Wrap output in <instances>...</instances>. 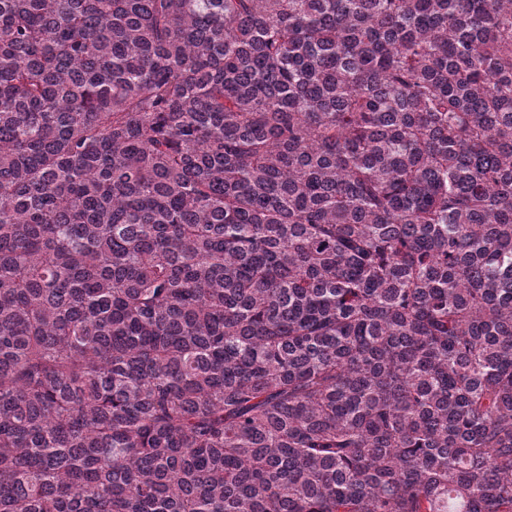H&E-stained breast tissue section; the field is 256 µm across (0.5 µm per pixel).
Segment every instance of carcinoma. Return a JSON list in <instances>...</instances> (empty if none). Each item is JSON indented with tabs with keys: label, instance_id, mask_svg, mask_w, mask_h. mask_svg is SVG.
<instances>
[{
	"label": "carcinoma",
	"instance_id": "carcinoma-1",
	"mask_svg": "<svg viewBox=\"0 0 512 512\" xmlns=\"http://www.w3.org/2000/svg\"><path fill=\"white\" fill-rule=\"evenodd\" d=\"M0 512H512V0H0Z\"/></svg>",
	"mask_w": 512,
	"mask_h": 512
}]
</instances>
